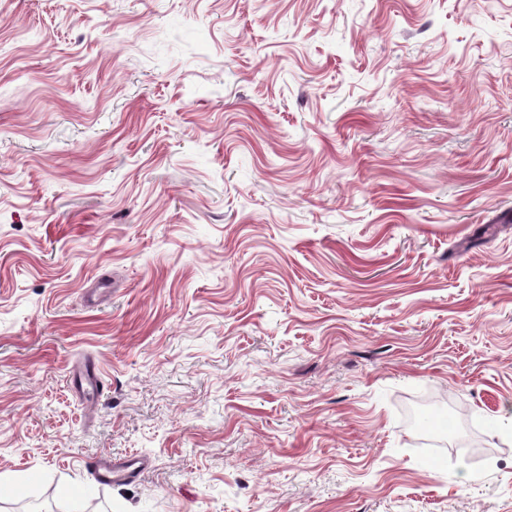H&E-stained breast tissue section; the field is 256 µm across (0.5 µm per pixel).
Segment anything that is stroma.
I'll list each match as a JSON object with an SVG mask.
<instances>
[{"label":"stroma","mask_w":512,"mask_h":512,"mask_svg":"<svg viewBox=\"0 0 512 512\" xmlns=\"http://www.w3.org/2000/svg\"><path fill=\"white\" fill-rule=\"evenodd\" d=\"M92 499L512 512V0H0V512ZM143 465L144 461L133 455L115 461L101 459L97 463L100 475L105 481L128 479L139 474Z\"/></svg>","instance_id":"stroma-1"}]
</instances>
